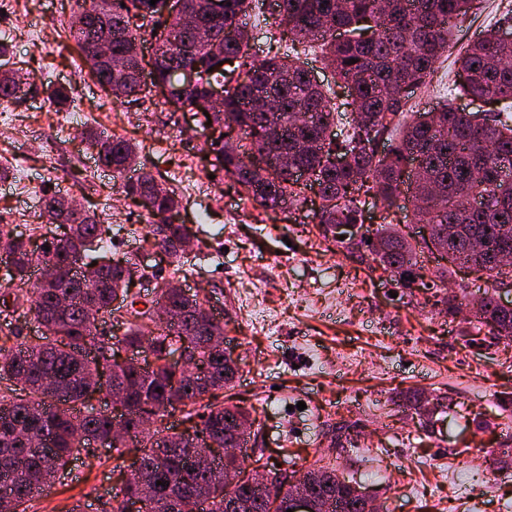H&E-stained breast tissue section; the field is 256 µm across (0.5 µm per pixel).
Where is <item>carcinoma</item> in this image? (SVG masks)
I'll use <instances>...</instances> for the list:
<instances>
[{
  "mask_svg": "<svg viewBox=\"0 0 512 512\" xmlns=\"http://www.w3.org/2000/svg\"><path fill=\"white\" fill-rule=\"evenodd\" d=\"M97 0L100 16L82 10L70 25L92 75L112 83V98L132 101L143 94L138 78V50L143 34L157 43V81L169 85L191 108L214 83L224 85V99L209 115L219 136L210 142L213 167L255 208L284 212L306 201L310 190L320 200L314 212L324 237L351 249L336 227L365 223L360 195L373 192L382 222L369 244L383 273L396 284L420 270L423 248L407 239L391 217L401 201L414 199L416 224L427 222L442 248L466 263L478 241L487 260L479 271L498 286L508 275L496 264L499 254L512 257V43L500 39L512 29V13L456 49L452 31L476 0H282L275 18L290 41L286 53L254 57L246 18L252 0H221L223 14L210 11L209 0H181L196 19H178L143 30L136 23L150 0ZM223 36L224 60L231 69H211L210 45L202 32ZM112 48V66L99 57L98 42ZM317 48L332 67L336 86L351 88L353 118L345 134L336 127L337 91L314 80L301 60L302 48ZM455 56V88L470 101L502 105L500 111H468L443 103L432 111L414 109L415 89L443 58ZM356 63H349L350 59ZM200 67L186 87L180 67ZM0 101L18 99V70L0 63ZM233 138L231 146L226 138ZM100 165L120 177L137 163L138 146L122 137L87 134ZM387 141L384 152L378 144ZM126 197L152 199L153 218L142 243L160 251V261L183 271L181 244L192 238L176 223L179 200L174 190L142 171L123 182ZM57 193L44 194L43 214L55 233L35 249L31 238L0 227V512H30L31 501L62 475L70 461L91 446L132 448L139 466L122 480L123 498L140 497L143 512H231L229 502L245 496L253 512H270V492L241 485L224 488V470L243 477L252 473L248 455L214 460L196 468L195 459L211 448H241L238 423L255 425L253 410L224 402L221 392L239 370L240 360H218L206 319V300L155 286L150 299L132 291V275L153 278L136 255L112 257V228L81 207L65 212L53 206ZM50 250H45V247ZM35 266L53 268L44 281L31 280ZM21 296L41 335L11 343L7 317ZM166 300L184 314L170 326L156 321L152 308ZM122 307H114L115 301ZM475 329L488 328L475 340L492 343L512 337V306L484 291L474 314ZM118 331H112L113 327ZM149 349L155 365L144 372L129 360L118 375L113 366L122 354ZM186 361L176 369L169 357L179 350ZM122 387L128 438L118 439L112 414L91 405L102 376ZM193 434L185 437L168 426L174 413ZM283 494L275 512H287L299 489L329 500L331 512H366L364 488L339 475L331 463L303 471L297 480L278 482Z\"/></svg>",
  "mask_w": 512,
  "mask_h": 512,
  "instance_id": "1",
  "label": "carcinoma"
}]
</instances>
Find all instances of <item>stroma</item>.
Listing matches in <instances>:
<instances>
[{"instance_id":"stroma-1","label":"stroma","mask_w":512,"mask_h":512,"mask_svg":"<svg viewBox=\"0 0 512 512\" xmlns=\"http://www.w3.org/2000/svg\"><path fill=\"white\" fill-rule=\"evenodd\" d=\"M82 0H0V42L27 83L0 104V225L50 234L45 191L62 192L112 227V251L139 252L159 280L167 263L141 249L145 210L99 167L82 135L103 130L140 147V162L179 200L192 232L180 282L207 294L224 321L240 369L232 395L256 410L257 447L269 464L303 471L334 460L346 479L366 486L380 512H512V340L471 343L468 307L485 276L455 270L458 295L445 314L431 291L394 289L366 247L323 239L309 208L261 211L214 173L210 131L195 112H176L149 96L113 105L92 77L67 26ZM70 90L56 109L51 92ZM77 130L67 131L70 116ZM263 308L265 320L252 317ZM447 397V412L422 427L400 398ZM304 410H297L298 402ZM350 426L337 449L333 426ZM128 456L93 448L34 501L35 512L94 499L96 512L122 501L117 470Z\"/></svg>"}]
</instances>
